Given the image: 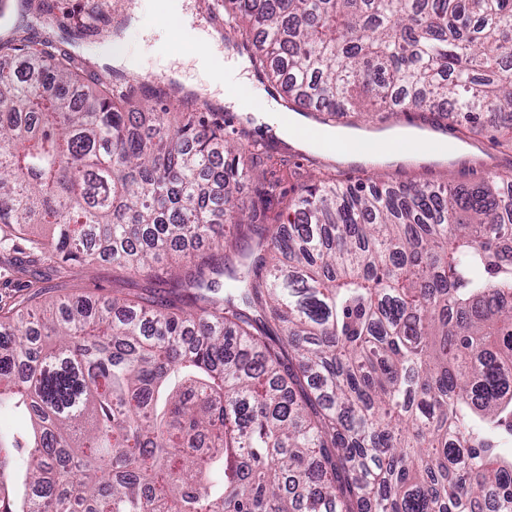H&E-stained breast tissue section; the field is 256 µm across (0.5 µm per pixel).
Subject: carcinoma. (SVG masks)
<instances>
[{
	"label": "carcinoma",
	"mask_w": 512,
	"mask_h": 512,
	"mask_svg": "<svg viewBox=\"0 0 512 512\" xmlns=\"http://www.w3.org/2000/svg\"><path fill=\"white\" fill-rule=\"evenodd\" d=\"M286 107H383L512 134V0H213ZM0 244L170 291L0 308V512H512V173L294 192L195 112L84 89L49 41H0ZM255 186L245 206L233 197ZM235 226L229 239L224 224ZM224 296H218L219 291Z\"/></svg>",
	"instance_id": "1"
}]
</instances>
